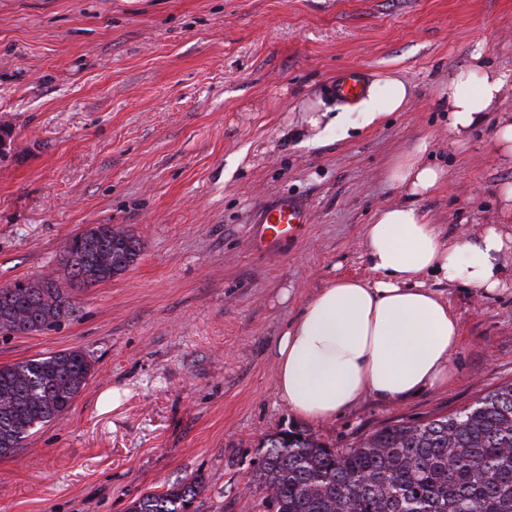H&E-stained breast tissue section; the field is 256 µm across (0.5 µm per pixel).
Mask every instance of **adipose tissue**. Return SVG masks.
<instances>
[{"instance_id": "obj_1", "label": "adipose tissue", "mask_w": 512, "mask_h": 512, "mask_svg": "<svg viewBox=\"0 0 512 512\" xmlns=\"http://www.w3.org/2000/svg\"><path fill=\"white\" fill-rule=\"evenodd\" d=\"M470 91H462V84ZM504 73L474 65L449 81L443 98L448 126L468 136L493 110ZM410 95L404 81L387 78L358 103L362 125L401 111ZM424 149L399 158L389 179L410 203L380 208L364 237L375 279L339 278L319 289L285 327L273 350L275 387L299 418H336L370 394L399 401L447 387L461 341L460 323L427 275L464 282L492 296L512 280V230L487 225L479 234L449 239L417 206L442 179L424 160Z\"/></svg>"}]
</instances>
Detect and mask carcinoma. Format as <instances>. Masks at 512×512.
Segmentation results:
<instances>
[{
	"label": "carcinoma",
	"mask_w": 512,
	"mask_h": 512,
	"mask_svg": "<svg viewBox=\"0 0 512 512\" xmlns=\"http://www.w3.org/2000/svg\"><path fill=\"white\" fill-rule=\"evenodd\" d=\"M142 252L131 232L96 224L66 245L65 276L0 288V336L32 334L78 316L75 285L101 284ZM93 363L79 349L0 365V456L74 404ZM249 481L258 512H512V382L463 410L386 425L348 448L288 430L261 438ZM199 476L134 500L128 512H191Z\"/></svg>",
	"instance_id": "carcinoma-1"
}]
</instances>
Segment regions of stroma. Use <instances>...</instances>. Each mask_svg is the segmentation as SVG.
I'll return each instance as SVG.
<instances>
[{
    "mask_svg": "<svg viewBox=\"0 0 512 512\" xmlns=\"http://www.w3.org/2000/svg\"><path fill=\"white\" fill-rule=\"evenodd\" d=\"M507 76L466 139L439 92L473 54ZM346 67L411 88L403 111L359 127L329 85ZM337 109L312 143L304 103ZM512 0H0V287L64 275V247L96 224L142 252L79 288L78 318L0 337V365L78 348L92 375L71 409L0 457V512H126L201 476L197 512H255L244 488L268 434L298 428L343 448L389 424L449 415L512 381V288L480 298L429 279L459 317L448 387L364 396L336 419L294 415L272 348L319 288L374 276L375 212L404 202L393 159L425 147L444 169L418 205L449 236L502 221L512 161ZM306 204L290 243L250 245L280 196Z\"/></svg>",
    "mask_w": 512,
    "mask_h": 512,
    "instance_id": "obj_1",
    "label": "stroma"
}]
</instances>
